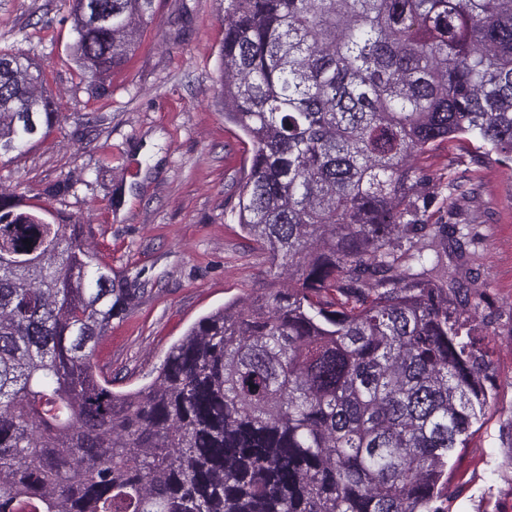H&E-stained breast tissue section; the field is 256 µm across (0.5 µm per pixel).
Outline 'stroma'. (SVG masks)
<instances>
[{
  "label": "stroma",
  "instance_id": "35a3bbf8",
  "mask_svg": "<svg viewBox=\"0 0 512 512\" xmlns=\"http://www.w3.org/2000/svg\"><path fill=\"white\" fill-rule=\"evenodd\" d=\"M71 0H0V47L44 71L58 121L48 136L0 157V191L70 224L136 289L95 347L116 392L141 388L203 315L246 301L271 281L264 250L237 222L252 145L224 115L218 51L224 0H154L139 48L104 89L69 59ZM434 180L476 172L484 205L474 264L484 294L472 333L488 353L496 405L448 465L447 512H512V169L444 144L418 161ZM64 193H56V186Z\"/></svg>",
  "mask_w": 512,
  "mask_h": 512
}]
</instances>
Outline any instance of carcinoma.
Returning a JSON list of instances; mask_svg holds the SVG:
<instances>
[{
    "mask_svg": "<svg viewBox=\"0 0 512 512\" xmlns=\"http://www.w3.org/2000/svg\"><path fill=\"white\" fill-rule=\"evenodd\" d=\"M154 0H72L96 84ZM219 82L250 139L238 224L288 288L199 318L157 375L93 363L131 294L86 244L0 191V512H445L448 463L494 397L448 174L434 223L416 159L445 142L512 163V0H228ZM0 49V155L57 120ZM455 262L454 274L447 261Z\"/></svg>",
    "mask_w": 512,
    "mask_h": 512,
    "instance_id": "cac0c4a2",
    "label": "carcinoma"
}]
</instances>
